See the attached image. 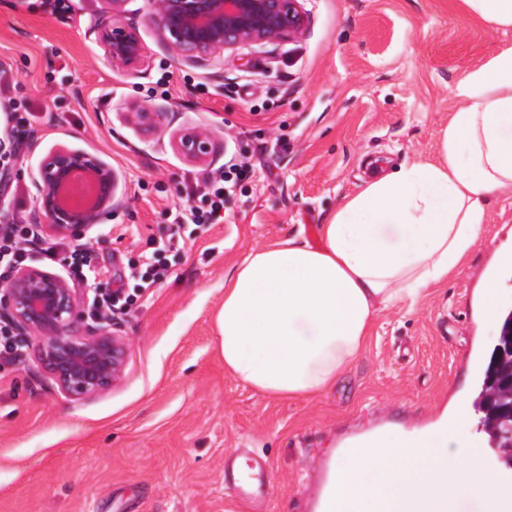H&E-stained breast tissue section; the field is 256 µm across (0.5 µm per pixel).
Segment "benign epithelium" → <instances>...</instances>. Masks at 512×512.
<instances>
[{
    "mask_svg": "<svg viewBox=\"0 0 512 512\" xmlns=\"http://www.w3.org/2000/svg\"><path fill=\"white\" fill-rule=\"evenodd\" d=\"M159 37L181 59L199 63L245 44L289 41L302 36L307 14L302 0H154ZM109 59L124 67L139 64L142 45L137 35L104 23L98 27ZM187 157L205 160L212 152L209 133L194 131L180 141ZM75 170L92 174L97 196L85 209H68L61 192ZM39 217L52 230L72 234L97 222L112 206L116 178L98 158L80 150L60 148L40 163L35 181ZM85 296L61 277L26 265L0 286V317L9 319L18 335H33L37 362L70 395L89 396L105 391L121 376L127 343L109 328L93 327L77 334L73 322Z\"/></svg>",
    "mask_w": 512,
    "mask_h": 512,
    "instance_id": "benign-epithelium-1",
    "label": "benign epithelium"
}]
</instances>
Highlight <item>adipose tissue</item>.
I'll use <instances>...</instances> for the list:
<instances>
[{
    "label": "adipose tissue",
    "instance_id": "obj_1",
    "mask_svg": "<svg viewBox=\"0 0 512 512\" xmlns=\"http://www.w3.org/2000/svg\"><path fill=\"white\" fill-rule=\"evenodd\" d=\"M434 163L369 180L318 228L247 255L216 318L224 367L275 397L330 390L382 310L413 305L471 251L512 189V49L463 74Z\"/></svg>",
    "mask_w": 512,
    "mask_h": 512
}]
</instances>
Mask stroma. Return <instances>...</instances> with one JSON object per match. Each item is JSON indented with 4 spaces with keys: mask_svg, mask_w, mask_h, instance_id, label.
Returning <instances> with one entry per match:
<instances>
[{
    "mask_svg": "<svg viewBox=\"0 0 512 512\" xmlns=\"http://www.w3.org/2000/svg\"><path fill=\"white\" fill-rule=\"evenodd\" d=\"M306 34L188 63L157 34L150 0H0V220L31 219L33 176L49 151L97 156L117 176L118 207L83 241L124 273L170 232L181 202L200 206L201 172L239 161L261 175L224 199V221L194 230L149 297L111 318L129 343L122 380L103 393L64 392L26 347L0 360V512H239L224 465L270 466L271 493L252 512H315L324 474L348 438L375 429L424 435L454 402L473 398L499 320H485L483 285L512 307V190L486 212L481 235L447 283L414 307L373 320L365 347L332 389L273 398L224 368L216 316L224 280L252 250L319 224L367 179L364 165L431 162L460 109L448 87L512 49V27L486 23L464 0H303ZM117 22L144 50L112 64L93 26ZM158 112L149 129L140 106ZM211 130L213 153L179 149ZM19 194L22 205L12 204Z\"/></svg>",
    "mask_w": 512,
    "mask_h": 512,
    "instance_id": "35a3bbf8",
    "label": "stroma"
}]
</instances>
